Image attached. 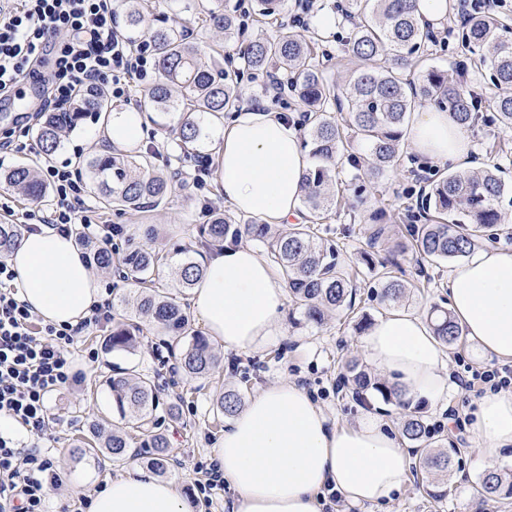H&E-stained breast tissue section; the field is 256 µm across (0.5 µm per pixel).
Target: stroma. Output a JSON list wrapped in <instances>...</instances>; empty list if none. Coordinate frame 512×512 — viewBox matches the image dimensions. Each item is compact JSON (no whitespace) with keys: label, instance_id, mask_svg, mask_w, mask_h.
Masks as SVG:
<instances>
[{"label":"stroma","instance_id":"obj_1","mask_svg":"<svg viewBox=\"0 0 512 512\" xmlns=\"http://www.w3.org/2000/svg\"><path fill=\"white\" fill-rule=\"evenodd\" d=\"M345 0H317L300 32L313 42L316 64L328 77L338 82L348 81L358 69L350 60L346 42L356 20L343 15ZM144 25L152 27L165 22L182 25L189 37L208 43L221 41L215 31L202 26V17L211 6L210 0H144ZM295 13L294 0H284L278 15L261 19L251 15L244 25L243 37L226 43L224 64L240 69L239 89L242 98L252 102L266 99V77L242 68L237 51L246 40L257 36L269 37L283 26L290 25ZM434 40L426 56L413 58L408 70L418 73L427 66L447 71L456 76L459 66H467V87L480 103L481 112L491 110L496 94L489 81L487 70L469 65L468 55L461 43V16L458 0H448V17L445 21L431 24ZM473 150L468 163L476 170L496 163L501 167L506 192L501 208L505 220L512 224V129L476 126L470 130ZM144 144L151 146L156 167L178 173L182 186L173 190L169 200L149 211L100 209L99 214L109 224L122 227L121 236L113 238V247L123 249L128 243L147 244L168 252L182 246L190 248L198 256H205L207 249L200 240L199 227L208 223L212 212L224 209V198L215 186L214 177H207L204 186L193 185L192 176L198 157L214 158L219 143V131L207 126L206 135L198 145L194 156L183 157L175 134L145 135ZM111 144L102 136V125L95 115H87L83 123L66 135L64 144L54 156V161L70 160L75 168H82L87 157L110 149ZM440 163L402 147L396 170L387 172L375 181H368L366 203L352 211L328 215L326 222L333 228L350 225L349 237L339 238L338 244L344 257L357 259L365 247V228L372 222L376 209H383L387 221L399 223L408 194L420 190L434 173L440 171ZM407 280L425 282L423 290L411 293L400 302L402 310L417 316H425L434 304L447 305L446 284L452 262H417L415 256L405 255L401 261ZM103 286L112 290V323L91 327L78 336L70 350V357L81 376L74 384L53 392L49 397V424L39 441L41 447L50 449L60 470L62 483L50 488L47 505L50 512H86L82 497L94 493L112 476L122 471V464L109 456L83 455L76 451L77 441L91 438V422L106 419L119 423L117 412L104 383L112 367H133L144 374L156 377L160 409L156 415L159 430L169 443V478L179 480L184 497L194 505L196 512H230V500L225 488L211 490L209 497H202L197 485L206 478L213 463L212 446L220 440L230 421L217 416L214 403L220 392L233 387L244 397H252L260 389L281 380H289L305 388L314 401L335 420L338 425L351 426L361 418L374 416L387 425L393 434H401L406 412L385 403L381 398H370L362 403L355 400L348 389L340 388L342 364L347 357L364 358L361 339L369 325L387 314L388 309L369 300L366 290H358L353 312L333 315L320 327L311 325L292 326L284 323L279 336L256 351L227 350L216 346L219 367L210 378H191L184 375L167 350L164 335L152 327H144L139 343L129 353L105 351L104 341L112 332L113 322L127 318L121 297L132 296L133 281L120 278L117 273L100 274ZM98 350L97 362H89V350ZM185 394V401H178V394ZM177 403V416H168L165 408ZM424 420L432 431L428 442L434 448L455 447L447 471L425 472L415 469V455H408L407 481L393 500L383 506L352 505L339 502L327 507L325 512H470L473 504H480L481 512H512V496L493 500L479 499L476 488L486 468L478 452V443L470 432V424L478 409V401L466 398L458 386H450L440 400L421 397L416 401ZM458 407L459 419L448 423L449 407ZM434 482L448 487L446 499L436 502L423 492V484Z\"/></svg>","mask_w":512,"mask_h":512}]
</instances>
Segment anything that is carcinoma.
<instances>
[{"mask_svg": "<svg viewBox=\"0 0 512 512\" xmlns=\"http://www.w3.org/2000/svg\"><path fill=\"white\" fill-rule=\"evenodd\" d=\"M373 10L366 13L363 0H349L348 8L362 15L352 32L347 52L361 62V68L347 84L341 86L327 77L314 63L306 39L288 27H281L272 37L252 39L243 52L245 67L256 71H286L292 75L290 88L307 108L309 145L316 163L305 176L306 193L302 204L308 215L301 224L281 233L273 225L253 219L241 220L232 214L217 212L200 228V235L210 246L251 237L271 253L278 270L288 284L289 302L300 311L304 321L316 326L328 317L353 306L357 284L354 274L341 258L338 245L325 246L320 232L321 220L334 207L347 208L344 194L332 191L336 182L335 166L342 158L363 165L364 175L374 179L396 168L403 141L407 115L425 103L448 109L457 123L468 129L480 119L477 98L466 89L461 78L430 68L411 79L406 74L410 61L422 56L431 37L426 24L416 15V0H372ZM144 21L141 0L123 15L124 26L131 32L141 30ZM207 26L230 38L240 29L237 16L228 6L217 3L207 10ZM151 40L159 78L146 92V105L155 114L153 122L163 126L177 119L179 142L183 149L197 144L204 135L202 120L222 115L240 101L237 75L221 67L222 46L213 44L209 54L190 42L184 31L170 25H156L147 31ZM462 42L490 73L497 89L495 115L487 123L512 128V35L508 27L494 18L476 13L466 19ZM390 64L380 66L382 57ZM346 112L343 122L329 115V108ZM76 111L49 112L36 128L44 159L61 146V132L75 127L88 113L112 111L104 89L82 95ZM358 139L365 158L352 153V140ZM154 153L137 155L100 154L87 162L90 186L103 207H125L141 211L155 208L172 192V179L155 169ZM500 168L492 165L468 172H451L432 180L417 198L419 211L405 209L404 240L387 250L388 256L376 258L390 240V225L379 218L366 228L367 245L364 261L375 272L380 304L398 303L414 285L395 275L400 270L395 256L412 249L422 259L448 261L467 256L483 238L488 240L505 231L501 199L504 184ZM4 181L27 198L43 199V189L36 163L20 164L3 173ZM22 237L21 225L0 224V258L7 257ZM92 261L101 270L117 268L131 276L138 289L131 319L112 327L106 344L114 352L135 350L140 323L153 325L168 336V348L178 354L180 368L197 378L211 376L218 358L211 342L191 328L184 305L155 287V275L163 263L171 267L182 291L194 288L202 277V264L191 251L178 248L162 254L152 248L135 246L115 254L102 247L88 245ZM433 335L445 345L460 341L461 330L451 312L433 306L427 314ZM344 383L353 397L363 400L378 393L383 401L401 404L400 384L383 382L351 360L343 373ZM112 404L122 417L131 413L133 432L109 428L103 420L92 423V432L115 462L125 460L129 448L140 444L139 455L159 474L168 470L169 453L166 437L157 431L154 412L159 406L156 386L148 375L118 367L107 378ZM242 406L237 390H225L216 398V409L224 417L234 416ZM426 434L424 420L410 414L403 425V436L418 442ZM454 449L440 452L423 448L418 459L422 469H445ZM486 499L512 495V471L488 470L479 484Z\"/></svg>", "mask_w": 512, "mask_h": 512, "instance_id": "cac0c4a2", "label": "carcinoma"}]
</instances>
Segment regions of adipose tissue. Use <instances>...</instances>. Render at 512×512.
<instances>
[{"instance_id":"ef3b65f1","label":"adipose tissue","mask_w":512,"mask_h":512,"mask_svg":"<svg viewBox=\"0 0 512 512\" xmlns=\"http://www.w3.org/2000/svg\"><path fill=\"white\" fill-rule=\"evenodd\" d=\"M143 113L112 110L105 128L114 145L134 148L145 134ZM416 153L467 163L471 142L450 112L419 113L409 129ZM217 182L226 205L269 224L298 217L310 168L296 128L253 103L225 123L217 148ZM21 298L45 322L72 327L105 291L73 236L49 228L24 235L8 259ZM191 291L193 314L208 336L231 350H255L280 335L288 288L270 261L238 243L212 250ZM448 301L462 335L482 352L512 359V249H478L448 275ZM367 357L398 375L407 401L439 399L448 389L446 354L412 314L381 318L362 338ZM487 468L512 447V391L483 397L472 424ZM231 496V512H322L329 493L353 505L390 499L407 480L406 451L385 425L367 417L336 426L306 391L281 381L253 396L212 448ZM88 512H191L176 482L128 460L90 499Z\"/></svg>"}]
</instances>
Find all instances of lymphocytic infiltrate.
<instances>
[{"label": "lymphocytic infiltrate", "mask_w": 512, "mask_h": 512, "mask_svg": "<svg viewBox=\"0 0 512 512\" xmlns=\"http://www.w3.org/2000/svg\"><path fill=\"white\" fill-rule=\"evenodd\" d=\"M117 15V0H0V94L39 79L48 56L52 79L43 90L41 111H58L82 89L99 85L140 107L137 89L148 76L153 47L148 38L127 34ZM42 180L52 202L24 207L19 222L26 230L45 224L111 245L120 229L102 222L70 162L47 164ZM15 279L0 261V418L21 424L34 443L0 433V512H47V489L60 485L61 477L37 441L48 426L49 395L78 380L69 353L81 330L44 323L21 300ZM455 382L476 398L512 390V365L459 375Z\"/></svg>", "instance_id": "f902f5d3"}]
</instances>
